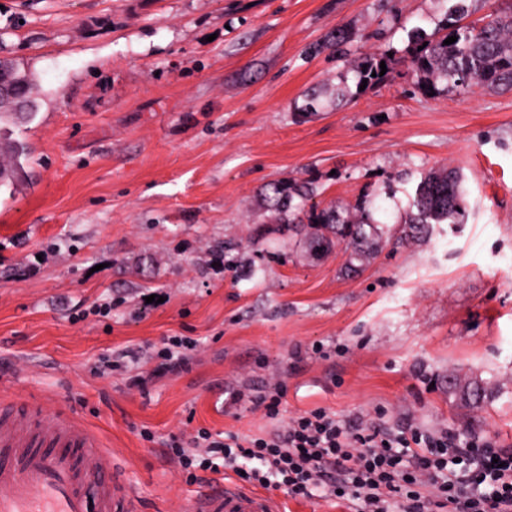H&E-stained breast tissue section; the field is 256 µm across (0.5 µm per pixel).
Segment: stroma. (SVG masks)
Here are the masks:
<instances>
[{
  "instance_id": "stroma-1",
  "label": "stroma",
  "mask_w": 512,
  "mask_h": 512,
  "mask_svg": "<svg viewBox=\"0 0 512 512\" xmlns=\"http://www.w3.org/2000/svg\"><path fill=\"white\" fill-rule=\"evenodd\" d=\"M441 9L0 0V59L29 73L37 105L11 128L33 179L0 197V395L44 426L84 421L138 512L224 488L209 472L187 482L171 438L261 435L317 407L512 451V91L419 89L407 33ZM388 52L389 81L357 90L351 70ZM448 167L464 223L404 236L417 184ZM273 183L379 233L356 262L341 242L314 253L308 212L290 219ZM171 336L191 340L189 370L160 368ZM456 374L480 402L449 391ZM274 388L276 421L252 402Z\"/></svg>"
}]
</instances>
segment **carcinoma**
<instances>
[{"label": "carcinoma", "mask_w": 512, "mask_h": 512, "mask_svg": "<svg viewBox=\"0 0 512 512\" xmlns=\"http://www.w3.org/2000/svg\"><path fill=\"white\" fill-rule=\"evenodd\" d=\"M466 2L451 0L432 32L421 27L411 30V47L407 50L409 68L429 93L466 92L474 87L496 93L512 91V7L494 10L478 25H464L462 20L468 13ZM451 36L457 37V41L444 44ZM382 61L390 64L386 55L363 57L354 69L356 85H362L365 80L370 88L386 81L388 75H380ZM0 84L31 98L30 78L11 62L0 60ZM29 155L30 149L25 143L11 138L9 132L0 127V188L13 190L25 179ZM271 191L287 212L293 208L302 210V205H292L293 197L303 202L307 200V192L301 186L285 188L274 184ZM463 217L461 178L456 171L443 169L428 173L417 185L404 224L413 234L427 235L432 225L460 224ZM328 229L352 248L350 258L360 255V244L366 240L362 222L348 213L321 211L311 235L317 247L332 243L324 235Z\"/></svg>", "instance_id": "cac0c4a2"}]
</instances>
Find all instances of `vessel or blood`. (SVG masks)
<instances>
[{
    "label": "vessel or blood",
    "mask_w": 512,
    "mask_h": 512,
    "mask_svg": "<svg viewBox=\"0 0 512 512\" xmlns=\"http://www.w3.org/2000/svg\"><path fill=\"white\" fill-rule=\"evenodd\" d=\"M9 398L0 399V512H133L134 492L120 474L92 471L96 434L73 417L48 435L16 425ZM188 512H282L278 499L225 483L221 492L192 500Z\"/></svg>",
    "instance_id": "b4317fda"
}]
</instances>
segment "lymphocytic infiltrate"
Returning <instances> with one entry per match:
<instances>
[{"label": "lymphocytic infiltrate", "instance_id": "lymphocytic-infiltrate-1", "mask_svg": "<svg viewBox=\"0 0 512 512\" xmlns=\"http://www.w3.org/2000/svg\"><path fill=\"white\" fill-rule=\"evenodd\" d=\"M194 441L204 452L170 446L185 470L239 473L295 499L320 492L348 512H512V452L447 431L359 430L315 408L265 435Z\"/></svg>", "mask_w": 512, "mask_h": 512}]
</instances>
